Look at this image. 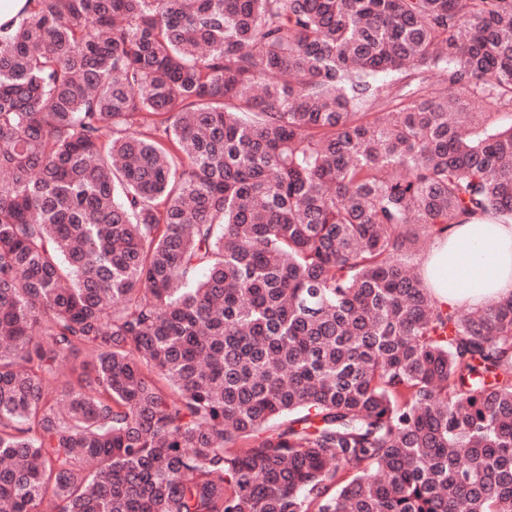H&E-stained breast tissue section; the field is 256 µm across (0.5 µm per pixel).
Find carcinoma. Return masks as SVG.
Listing matches in <instances>:
<instances>
[{"mask_svg": "<svg viewBox=\"0 0 512 512\" xmlns=\"http://www.w3.org/2000/svg\"><path fill=\"white\" fill-rule=\"evenodd\" d=\"M29 2L4 512H512V296L414 273L512 223V123L473 113L512 107V0Z\"/></svg>", "mask_w": 512, "mask_h": 512, "instance_id": "cac0c4a2", "label": "carcinoma"}]
</instances>
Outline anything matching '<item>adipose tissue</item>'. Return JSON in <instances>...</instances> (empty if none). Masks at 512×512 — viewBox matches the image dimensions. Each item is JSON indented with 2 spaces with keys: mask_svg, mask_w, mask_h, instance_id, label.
<instances>
[{
  "mask_svg": "<svg viewBox=\"0 0 512 512\" xmlns=\"http://www.w3.org/2000/svg\"><path fill=\"white\" fill-rule=\"evenodd\" d=\"M422 278L446 307L512 296V224L487 215L449 227L423 258Z\"/></svg>",
  "mask_w": 512,
  "mask_h": 512,
  "instance_id": "1",
  "label": "adipose tissue"
}]
</instances>
